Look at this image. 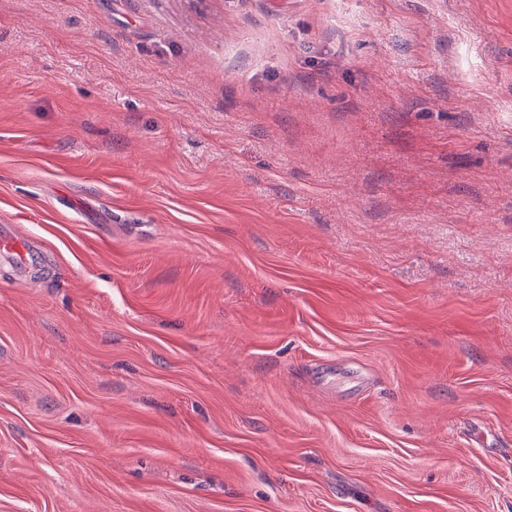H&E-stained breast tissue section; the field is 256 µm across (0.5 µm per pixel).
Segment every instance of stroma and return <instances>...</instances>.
<instances>
[{
  "instance_id": "35a3bbf8",
  "label": "stroma",
  "mask_w": 512,
  "mask_h": 512,
  "mask_svg": "<svg viewBox=\"0 0 512 512\" xmlns=\"http://www.w3.org/2000/svg\"><path fill=\"white\" fill-rule=\"evenodd\" d=\"M0 512H512V0H0Z\"/></svg>"
}]
</instances>
